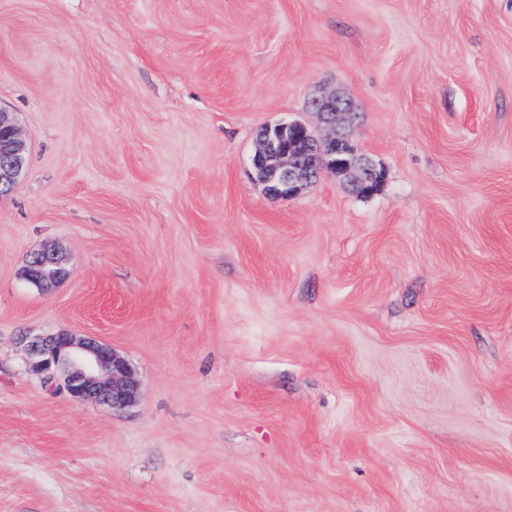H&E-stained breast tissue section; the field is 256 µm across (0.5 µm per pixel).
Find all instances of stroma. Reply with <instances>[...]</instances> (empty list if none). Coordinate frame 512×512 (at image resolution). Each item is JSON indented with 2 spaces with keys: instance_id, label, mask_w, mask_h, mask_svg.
Here are the masks:
<instances>
[{
  "instance_id": "1",
  "label": "stroma",
  "mask_w": 512,
  "mask_h": 512,
  "mask_svg": "<svg viewBox=\"0 0 512 512\" xmlns=\"http://www.w3.org/2000/svg\"><path fill=\"white\" fill-rule=\"evenodd\" d=\"M326 92L381 190L271 199ZM0 109V512H512V0H0ZM58 332L137 403L26 373ZM27 165V147L17 121L13 113L0 109V197L19 183ZM69 275L68 260L56 246H46L28 255L21 277L30 285L43 289ZM27 336L21 339L27 354L26 370L50 389L113 410L137 402L140 389L134 367L107 344L64 332Z\"/></svg>"
}]
</instances>
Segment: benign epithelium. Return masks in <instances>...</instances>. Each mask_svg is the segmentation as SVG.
Returning <instances> with one entry per match:
<instances>
[{
  "mask_svg": "<svg viewBox=\"0 0 512 512\" xmlns=\"http://www.w3.org/2000/svg\"><path fill=\"white\" fill-rule=\"evenodd\" d=\"M310 110L318 116L320 127L284 119L259 131L251 165L268 195L276 200L292 198L329 171L361 197L372 196L383 182V173L352 141L348 130L354 116L351 99L336 93L322 95L311 101ZM27 165V147L17 121L13 113L0 109V197L19 183ZM68 275L67 257L56 246L31 252L21 271V277L39 289ZM21 342L27 372L50 388L76 401L114 410L137 402L140 389L134 367L107 344L64 332L24 336Z\"/></svg>",
  "mask_w": 512,
  "mask_h": 512,
  "instance_id": "benign-epithelium-1",
  "label": "benign epithelium"
}]
</instances>
